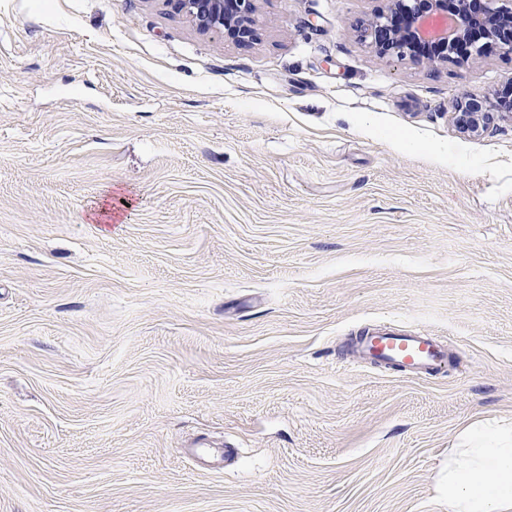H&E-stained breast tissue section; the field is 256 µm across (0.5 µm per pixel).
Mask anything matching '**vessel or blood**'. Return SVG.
I'll return each instance as SVG.
<instances>
[{
	"label": "vessel or blood",
	"instance_id": "b4317fda",
	"mask_svg": "<svg viewBox=\"0 0 512 512\" xmlns=\"http://www.w3.org/2000/svg\"><path fill=\"white\" fill-rule=\"evenodd\" d=\"M367 360L413 377L439 374L448 363V349L421 330L384 327L368 332L349 354L350 363Z\"/></svg>",
	"mask_w": 512,
	"mask_h": 512
}]
</instances>
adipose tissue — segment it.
<instances>
[{"label": "adipose tissue", "instance_id": "ef3b65f1", "mask_svg": "<svg viewBox=\"0 0 512 512\" xmlns=\"http://www.w3.org/2000/svg\"><path fill=\"white\" fill-rule=\"evenodd\" d=\"M443 489L448 512H512V418L464 427Z\"/></svg>", "mask_w": 512, "mask_h": 512}]
</instances>
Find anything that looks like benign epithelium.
Segmentation results:
<instances>
[{
	"label": "benign epithelium",
	"mask_w": 512,
	"mask_h": 512,
	"mask_svg": "<svg viewBox=\"0 0 512 512\" xmlns=\"http://www.w3.org/2000/svg\"><path fill=\"white\" fill-rule=\"evenodd\" d=\"M201 32L231 33L240 41L254 35L255 0H172ZM387 0V8L377 12L361 30V37L381 56L403 58L410 48L427 43L431 54L417 57L428 67L445 65L456 53L457 44L470 31L481 28L489 40L479 45L482 52L494 47L512 55V8L494 6V0ZM512 118V102L502 100L487 106L469 98L454 113L456 124L465 133L479 134L486 129L492 113Z\"/></svg>",
	"instance_id": "benign-epithelium-1"
}]
</instances>
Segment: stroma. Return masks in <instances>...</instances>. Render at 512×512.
<instances>
[{"instance_id":"1","label":"stroma","mask_w":512,"mask_h":512,"mask_svg":"<svg viewBox=\"0 0 512 512\" xmlns=\"http://www.w3.org/2000/svg\"><path fill=\"white\" fill-rule=\"evenodd\" d=\"M385 6L0 0V512H447L512 416V122L453 121L512 57L379 56ZM383 324L446 372L346 366ZM201 32L231 33L239 41L254 35L255 0H167Z\"/></svg>"}]
</instances>
